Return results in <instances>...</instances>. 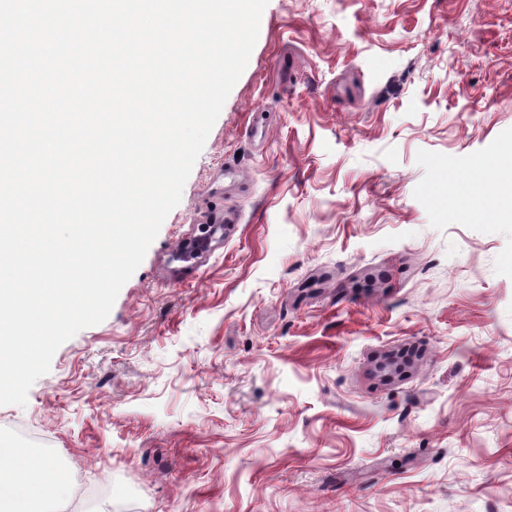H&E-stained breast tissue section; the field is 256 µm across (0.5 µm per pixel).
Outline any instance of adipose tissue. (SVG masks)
Returning a JSON list of instances; mask_svg holds the SVG:
<instances>
[{"label": "adipose tissue", "mask_w": 512, "mask_h": 512, "mask_svg": "<svg viewBox=\"0 0 512 512\" xmlns=\"http://www.w3.org/2000/svg\"><path fill=\"white\" fill-rule=\"evenodd\" d=\"M66 488L63 473L41 455L0 438V506L6 512H47L49 490Z\"/></svg>", "instance_id": "adipose-tissue-1"}]
</instances>
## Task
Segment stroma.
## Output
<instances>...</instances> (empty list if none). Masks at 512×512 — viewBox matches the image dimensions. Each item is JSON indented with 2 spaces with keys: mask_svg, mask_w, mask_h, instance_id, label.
Returning a JSON list of instances; mask_svg holds the SVG:
<instances>
[{
  "mask_svg": "<svg viewBox=\"0 0 512 512\" xmlns=\"http://www.w3.org/2000/svg\"><path fill=\"white\" fill-rule=\"evenodd\" d=\"M512 0H269L179 205L0 436L56 512H512ZM224 238L176 259L200 224Z\"/></svg>",
  "mask_w": 512,
  "mask_h": 512,
  "instance_id": "obj_1",
  "label": "stroma"
}]
</instances>
